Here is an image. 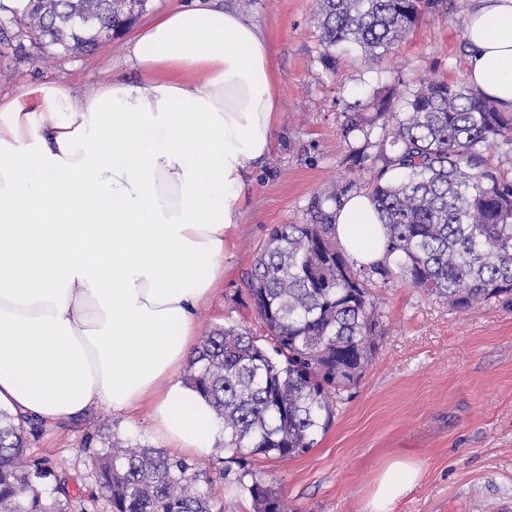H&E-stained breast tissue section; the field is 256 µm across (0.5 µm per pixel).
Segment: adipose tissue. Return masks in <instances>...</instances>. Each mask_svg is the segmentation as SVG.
<instances>
[{
	"label": "adipose tissue",
	"mask_w": 512,
	"mask_h": 512,
	"mask_svg": "<svg viewBox=\"0 0 512 512\" xmlns=\"http://www.w3.org/2000/svg\"><path fill=\"white\" fill-rule=\"evenodd\" d=\"M466 40L472 84L512 112V0H478ZM126 60L141 83L0 98V408L52 424L146 402L156 436L200 456L224 427L179 375L224 277L245 176L271 149L270 49L241 13L183 5L139 27ZM335 232L357 264L383 259L368 195L345 198ZM419 479L391 464L373 512Z\"/></svg>",
	"instance_id": "obj_1"
}]
</instances>
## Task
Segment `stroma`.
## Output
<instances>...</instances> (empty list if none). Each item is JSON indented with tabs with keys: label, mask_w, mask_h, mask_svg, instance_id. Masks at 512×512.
Returning <instances> with one entry per match:
<instances>
[{
	"label": "stroma",
	"mask_w": 512,
	"mask_h": 512,
	"mask_svg": "<svg viewBox=\"0 0 512 512\" xmlns=\"http://www.w3.org/2000/svg\"><path fill=\"white\" fill-rule=\"evenodd\" d=\"M238 11L265 34L278 76L279 110L268 155L253 169L242 216L227 244L224 280L197 315L199 333L216 325L260 324L244 276L277 224H306L314 199L335 187L369 192L374 170L354 165L346 117L376 111L420 80L468 83L465 32L474 0H445L377 61L359 47L325 49L314 24L318 0H201ZM17 17L0 13V97L62 81L94 95L114 78L137 79L116 38L91 54L49 57L18 38ZM370 292L382 315L379 350L361 380L335 398L331 427L305 454L281 462L261 454L248 467L288 512H371L385 468L417 463V488L392 512H512V298L458 311L398 281ZM161 447L151 412L91 407L78 420L45 424L27 452L45 457L82 496L73 512H110L96 488L88 449L109 438Z\"/></svg>",
	"instance_id": "obj_1"
}]
</instances>
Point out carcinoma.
<instances>
[{"label":"carcinoma","mask_w":512,"mask_h":512,"mask_svg":"<svg viewBox=\"0 0 512 512\" xmlns=\"http://www.w3.org/2000/svg\"><path fill=\"white\" fill-rule=\"evenodd\" d=\"M438 2L319 0L321 42L352 43L375 60ZM146 3L130 0L117 15L109 0H33L20 23L45 47L90 52L101 29L122 26ZM377 125L379 139L352 154L378 163L368 196L385 230V261L357 267L337 242L325 205L341 206L345 187L315 201L313 223L273 226L245 276L263 334L213 329L186 374L224 425L227 465L204 469L162 448L114 442L92 459L112 512H224L217 491L226 486L249 496L254 512H286L246 458L293 459L332 424L333 394L356 384L378 349L368 282L406 281L464 310L512 294V179L485 158L492 148L512 150V113L463 84L423 81L370 118L347 117L344 136ZM393 169L402 176L385 181ZM28 426L0 411V512H71L67 481L43 491L53 471L25 456Z\"/></svg>","instance_id":"obj_1"}]
</instances>
